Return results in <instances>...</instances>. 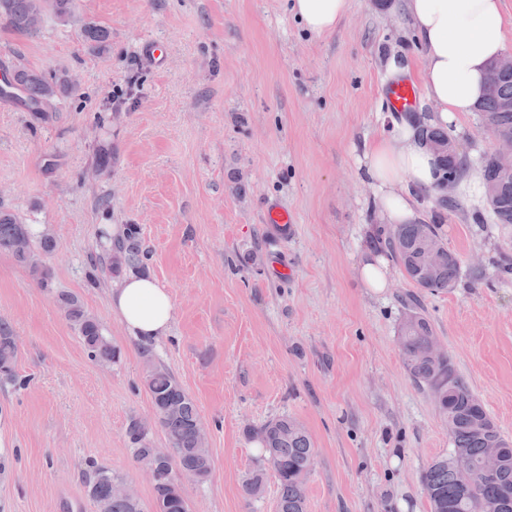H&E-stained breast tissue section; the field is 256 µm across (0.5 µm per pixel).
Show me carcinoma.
<instances>
[{
    "mask_svg": "<svg viewBox=\"0 0 512 512\" xmlns=\"http://www.w3.org/2000/svg\"><path fill=\"white\" fill-rule=\"evenodd\" d=\"M40 0H0V24L27 36L39 35L44 24L34 25L33 15L39 10ZM53 21L63 26L78 22L75 0H58ZM80 23V22H78ZM80 35L85 49L93 54L104 51L110 43L108 28L93 22L80 23ZM76 92V88L61 77L47 79L24 67L12 70V80L0 89V97L15 98L30 112L45 114L59 96ZM504 99L512 100V74L486 75L483 99L477 108L499 134L512 135V110L501 109ZM485 183H495L498 194L490 207L494 223L512 225V176L504 177L488 160H483ZM141 229L131 224L117 248L126 265L136 268L141 263ZM28 242V252L14 250L19 238ZM431 239L441 244L440 261L430 277L423 269V245ZM385 246L390 249L408 278L419 288L430 293L448 289L458 277V259L442 245L434 224H396L386 231ZM0 250L7 251L27 266L41 285H48L51 269L31 259L38 250L47 255L55 250V242L48 234L35 238L29 225L17 215L0 210ZM65 317L78 330L88 355L105 363L116 358V350L104 335L102 324L90 316L81 301L70 294L58 296ZM435 339L430 322L415 313V320L401 327L400 347L404 366L411 379L428 389L440 413L448 422V435L452 444L449 453L433 459L421 476L423 492L431 512H512V443L504 438L487 412L484 404L463 380L448 356L441 358L429 354ZM17 347L12 328L0 322V379L15 377ZM154 407L160 412L159 426L165 433L170 457L159 461L152 443L143 437L137 419L129 421L126 436L132 447L135 462L147 469H159L160 479L153 483L154 502L164 505V512H183V488L177 483L176 472L193 471L198 481L204 482L211 473L209 449L198 445L195 423L200 417L196 402L188 395L174 375L157 366L145 377ZM256 438L265 451L268 467L254 469L245 479L246 495L262 494L267 471L276 479L278 495L276 512H306V483L312 471L314 445L306 428L288 416L266 421ZM496 453V466L486 473V462ZM93 477L89 482L90 495L95 503H104L108 512H142L139 503L112 497V485L117 478L95 465H90ZM470 472L471 481L460 480V469Z\"/></svg>",
    "mask_w": 512,
    "mask_h": 512,
    "instance_id": "carcinoma-1",
    "label": "carcinoma"
}]
</instances>
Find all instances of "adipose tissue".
<instances>
[{
	"instance_id": "adipose-tissue-1",
	"label": "adipose tissue",
	"mask_w": 512,
	"mask_h": 512,
	"mask_svg": "<svg viewBox=\"0 0 512 512\" xmlns=\"http://www.w3.org/2000/svg\"><path fill=\"white\" fill-rule=\"evenodd\" d=\"M425 60L422 79L438 107L434 120L447 123L475 111L484 92L488 64L506 48L512 25L502 0H405ZM292 12L314 34L332 32L348 14V0H293ZM363 165L376 186L381 222L414 220L422 196L436 192L440 174L434 156L418 142L407 121L367 146ZM113 316L129 335L150 343L168 334L174 305L170 293L145 273L125 276L111 290Z\"/></svg>"
}]
</instances>
